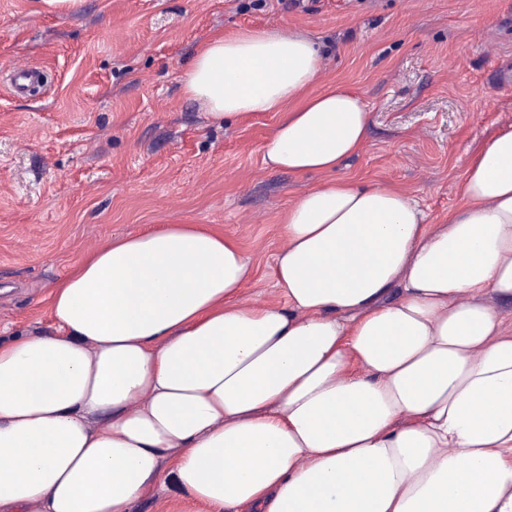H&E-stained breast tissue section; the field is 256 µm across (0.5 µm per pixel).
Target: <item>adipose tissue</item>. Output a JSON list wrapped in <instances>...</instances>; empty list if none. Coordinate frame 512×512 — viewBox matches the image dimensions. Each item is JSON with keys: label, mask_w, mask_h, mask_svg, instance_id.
Instances as JSON below:
<instances>
[{"label": "adipose tissue", "mask_w": 512, "mask_h": 512, "mask_svg": "<svg viewBox=\"0 0 512 512\" xmlns=\"http://www.w3.org/2000/svg\"><path fill=\"white\" fill-rule=\"evenodd\" d=\"M300 32L214 34L185 95L281 118L270 170L333 174L367 103L310 93ZM426 229L405 192L331 179L285 213L287 307L246 306L233 240L198 224L118 238L52 293L53 330L0 344V512H131L167 460L209 512H512V130L474 153Z\"/></svg>", "instance_id": "1"}]
</instances>
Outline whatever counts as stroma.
Returning a JSON list of instances; mask_svg holds the SVG:
<instances>
[{
	"label": "stroma",
	"instance_id": "stroma-1",
	"mask_svg": "<svg viewBox=\"0 0 512 512\" xmlns=\"http://www.w3.org/2000/svg\"><path fill=\"white\" fill-rule=\"evenodd\" d=\"M0 0V341L52 327V285L90 251L167 224L234 239L241 298L284 305L273 265L283 213L326 182L266 168L279 115L216 126L183 92L217 31H301L315 90L344 86L371 124L340 178L402 190L428 227L461 204L475 147L512 128V0ZM42 83L10 88L17 63Z\"/></svg>",
	"mask_w": 512,
	"mask_h": 512
}]
</instances>
